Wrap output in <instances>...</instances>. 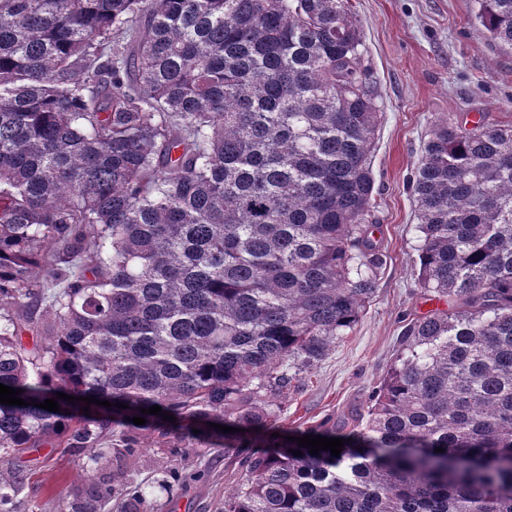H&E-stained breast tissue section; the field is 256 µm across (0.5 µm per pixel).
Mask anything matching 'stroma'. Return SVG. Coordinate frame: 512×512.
Wrapping results in <instances>:
<instances>
[{
  "label": "stroma",
  "instance_id": "obj_1",
  "mask_svg": "<svg viewBox=\"0 0 512 512\" xmlns=\"http://www.w3.org/2000/svg\"><path fill=\"white\" fill-rule=\"evenodd\" d=\"M363 29L368 76L382 110L373 150L374 237L386 255L377 289L358 322L288 392L268 397L279 430L292 432L366 411L401 348L405 321L424 315L412 178L434 122L448 114L512 125V54L490 44L470 18V0H351ZM31 448L13 457L28 479L19 512H73L86 474L103 478L111 451ZM146 492L143 512H224L242 483V459L207 439L177 442L146 431L124 462ZM187 481L165 489L171 470Z\"/></svg>",
  "mask_w": 512,
  "mask_h": 512
}]
</instances>
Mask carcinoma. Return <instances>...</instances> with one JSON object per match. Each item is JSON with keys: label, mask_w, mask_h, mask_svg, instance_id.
<instances>
[{"label": "carcinoma", "mask_w": 512, "mask_h": 512, "mask_svg": "<svg viewBox=\"0 0 512 512\" xmlns=\"http://www.w3.org/2000/svg\"><path fill=\"white\" fill-rule=\"evenodd\" d=\"M472 2L512 50V0ZM364 56L349 0H0V383L29 402L0 404V512L28 448L196 429L252 451L224 512H512V126L482 116L439 118L412 183L448 308L404 325L366 413L293 433L340 456L272 436L261 392L353 328L384 265ZM58 392L112 406L31 405ZM102 493L142 512L126 475Z\"/></svg>", "instance_id": "obj_1"}]
</instances>
